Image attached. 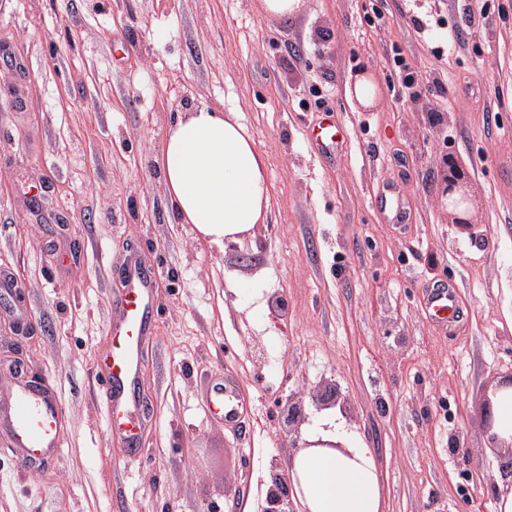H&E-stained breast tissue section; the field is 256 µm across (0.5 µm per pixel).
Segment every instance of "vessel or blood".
I'll list each match as a JSON object with an SVG mask.
<instances>
[{
  "mask_svg": "<svg viewBox=\"0 0 512 512\" xmlns=\"http://www.w3.org/2000/svg\"><path fill=\"white\" fill-rule=\"evenodd\" d=\"M310 141L320 156L331 157L342 149L345 133L333 117L322 118L311 129ZM377 206L389 223H402L406 214L400 192L385 194ZM124 293L115 300L117 319L112 326V345L99 365L110 392L107 427L129 447L140 443L143 413L140 399V361L153 315L154 279L140 263L128 261L122 270ZM425 307L433 320L450 325L459 319L455 285L429 288ZM205 404L223 417L226 427H235L244 417L250 400L232 379L207 389ZM66 417L57 397L48 390L28 385L26 380H0V432L12 443L21 468L58 456Z\"/></svg>",
  "mask_w": 512,
  "mask_h": 512,
  "instance_id": "1",
  "label": "vessel or blood"
}]
</instances>
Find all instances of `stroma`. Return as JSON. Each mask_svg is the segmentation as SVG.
Returning a JSON list of instances; mask_svg holds the SVG:
<instances>
[{
  "mask_svg": "<svg viewBox=\"0 0 512 512\" xmlns=\"http://www.w3.org/2000/svg\"><path fill=\"white\" fill-rule=\"evenodd\" d=\"M258 2L0 0V270L23 314L0 313V366L26 358L68 417L60 454L27 471L0 437V512H264L295 453L284 405L305 397L313 419L330 385L386 512H495L512 487L485 428L512 376V0H304L283 18ZM360 74L372 104L347 94ZM201 106L238 108L268 167L263 223L221 247L180 222L155 163ZM326 109L347 131L333 161L305 137ZM452 160L470 234L441 197ZM387 185L404 226L373 204ZM132 249L155 271L133 459L97 369ZM437 281L458 288L460 330L426 317ZM225 374L253 399L237 434L201 395Z\"/></svg>",
  "mask_w": 512,
  "mask_h": 512,
  "instance_id": "obj_1",
  "label": "stroma"
}]
</instances>
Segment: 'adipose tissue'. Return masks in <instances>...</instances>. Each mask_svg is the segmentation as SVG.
Wrapping results in <instances>:
<instances>
[{"mask_svg": "<svg viewBox=\"0 0 512 512\" xmlns=\"http://www.w3.org/2000/svg\"><path fill=\"white\" fill-rule=\"evenodd\" d=\"M158 164L179 220L210 242L238 240L262 223L269 202L267 165L237 110L190 112L165 139ZM345 437L332 411L309 426L308 447L289 464L299 512H384V487L372 450L336 449Z\"/></svg>", "mask_w": 512, "mask_h": 512, "instance_id": "ef3b65f1", "label": "adipose tissue"}]
</instances>
